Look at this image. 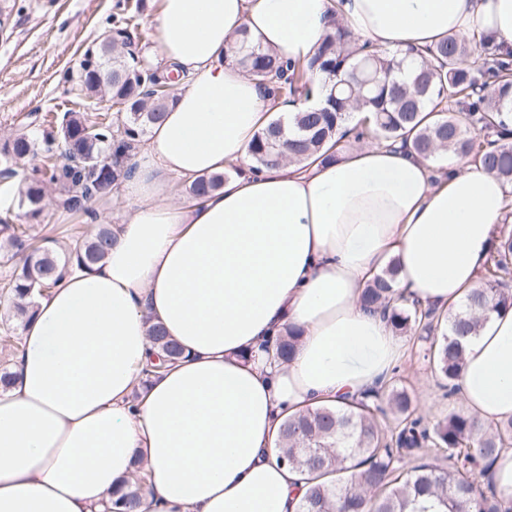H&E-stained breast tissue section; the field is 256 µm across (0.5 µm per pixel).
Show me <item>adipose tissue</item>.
I'll list each match as a JSON object with an SVG mask.
<instances>
[{
  "instance_id": "ef3b65f1",
  "label": "adipose tissue",
  "mask_w": 512,
  "mask_h": 512,
  "mask_svg": "<svg viewBox=\"0 0 512 512\" xmlns=\"http://www.w3.org/2000/svg\"><path fill=\"white\" fill-rule=\"evenodd\" d=\"M339 27L352 50L410 68L477 28L512 51V0H159V60L188 83L123 184L107 256L69 270L21 331L0 394V512H102L139 459L142 512H297L282 422L375 390L403 353L360 302L374 276L397 264L398 288L447 315L478 287L512 202L481 164L356 142L251 171L275 106L232 52L246 38L303 61ZM221 173L220 189L172 202V177ZM152 321L183 356L148 376ZM291 326L283 362L274 341ZM460 397L485 422L512 419V310L467 338Z\"/></svg>"
}]
</instances>
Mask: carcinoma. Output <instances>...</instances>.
I'll use <instances>...</instances> for the list:
<instances>
[{
	"label": "carcinoma",
	"instance_id": "1",
	"mask_svg": "<svg viewBox=\"0 0 512 512\" xmlns=\"http://www.w3.org/2000/svg\"><path fill=\"white\" fill-rule=\"evenodd\" d=\"M113 18L112 43H99L80 64L81 94L92 99L110 96L116 122H103L87 112L64 113L59 126L43 131L41 145L18 133L0 147V177H15V165L41 151L47 163L39 176L18 190L19 202L36 217L43 189L60 195L67 212L92 215L89 203L108 195L111 187L131 175L127 164L140 137L161 121L180 74L164 71L131 49V18ZM348 36L325 39L305 62H286L278 55L242 41L233 61L265 85L275 100L294 102L324 97L320 108L301 109L288 125L275 120L255 137L250 154L256 168L283 160L305 162L327 146H337L338 129L352 104L369 109L357 139L410 148L422 157L442 148L481 163L512 183V130L503 116L512 113V52L498 54L489 32L462 41L450 36L421 55L409 80L395 72L403 61L375 52L353 55L344 50ZM321 80L314 81V75ZM466 114V121L457 113ZM224 184L221 174L205 175L189 186L193 197ZM112 225L99 224L73 248H54L36 241L24 224L0 225V257L22 256L4 279L0 293L26 321L36 295L55 286L62 271L88 268L112 247ZM397 267L390 265L365 288L361 300L378 310L399 335L418 336L423 358L448 388L463 364V340L476 332L491 311L512 309V234L495 243L480 271L481 287L470 292L450 317L402 296L394 288ZM152 357L146 372L180 359L182 351L162 327L149 325ZM299 331L290 328L276 339L277 354L291 358ZM22 347L21 336H0V389L7 390L12 360ZM415 395L396 374L371 396L343 405L324 404L293 413L281 428V458L307 476V490L298 512H428L418 506L435 499L436 512H512L493 482L494 464L512 448V420L488 428L478 416L452 410L433 427L416 414ZM139 488L118 491L104 504L106 512H139Z\"/></svg>",
	"mask_w": 512,
	"mask_h": 512
}]
</instances>
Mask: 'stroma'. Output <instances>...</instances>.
Wrapping results in <instances>:
<instances>
[{
    "mask_svg": "<svg viewBox=\"0 0 512 512\" xmlns=\"http://www.w3.org/2000/svg\"><path fill=\"white\" fill-rule=\"evenodd\" d=\"M117 0H0V143L21 130L33 138L42 134L46 113L91 110L115 118L110 102L85 101L78 93V73L86 49L96 47L112 28ZM127 206L122 185L93 202L94 217H76L57 205V193L47 190L38 218L0 195V218L12 224H32L39 236L62 237L70 227L90 221L111 223ZM400 374L416 397L419 414L436 422L448 411L461 409L459 398H448L418 349L405 348Z\"/></svg>",
    "mask_w": 512,
    "mask_h": 512,
    "instance_id": "stroma-1",
    "label": "stroma"
}]
</instances>
